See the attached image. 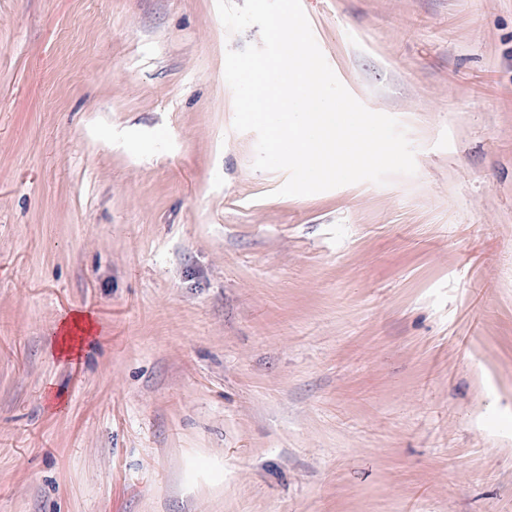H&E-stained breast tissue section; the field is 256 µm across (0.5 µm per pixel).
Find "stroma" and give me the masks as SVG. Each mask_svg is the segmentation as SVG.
<instances>
[{"label":"stroma","mask_w":512,"mask_h":512,"mask_svg":"<svg viewBox=\"0 0 512 512\" xmlns=\"http://www.w3.org/2000/svg\"><path fill=\"white\" fill-rule=\"evenodd\" d=\"M301 4L414 175L278 195L217 0H0V512H512V0ZM96 332V324L88 314L75 312L57 326L53 355L68 361L80 357L85 341L93 338Z\"/></svg>","instance_id":"obj_1"}]
</instances>
